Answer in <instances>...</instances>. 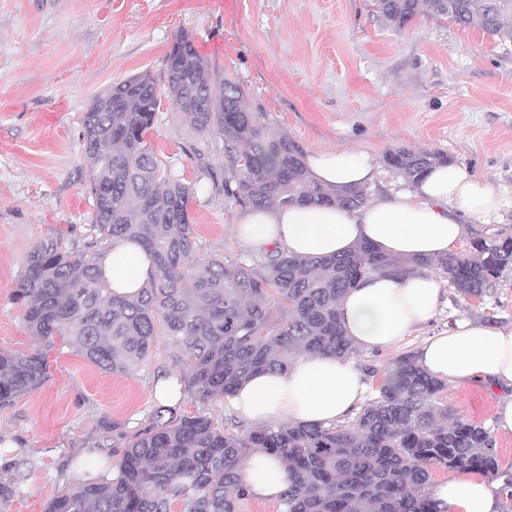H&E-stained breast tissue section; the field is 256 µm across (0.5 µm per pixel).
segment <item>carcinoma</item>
<instances>
[{
    "mask_svg": "<svg viewBox=\"0 0 512 512\" xmlns=\"http://www.w3.org/2000/svg\"><path fill=\"white\" fill-rule=\"evenodd\" d=\"M395 30L418 16L446 17L512 42V0H377ZM164 80L179 112L199 133H215L234 175L224 193L253 208L295 204L357 208L366 187L339 195L313 182L305 153L271 130L243 104L244 93L178 31L164 58ZM150 71L95 95L82 120L89 163L93 241L68 250L57 240L36 245L24 261L16 295L35 351H0V408L48 375L53 337L68 338L106 373L135 370L159 336L185 372L184 391L195 403L231 394L256 371L282 370L296 354L327 352L346 359L357 348L336 311L340 297L365 274L393 263L364 244L351 253L296 257L271 250L263 272L238 258L201 261L189 217L193 188L160 168L147 136L160 98ZM385 165L418 182L448 156L410 145L388 152ZM117 239L140 244L154 273L132 298L110 291L98 266L101 248ZM466 254L411 259L405 268L437 270L463 295L480 297L512 268V235L473 237ZM379 395L342 424L272 423L244 428L233 415L219 422L204 412L180 414L159 406L148 428L126 445L118 476L77 481L51 499L45 512H240L250 498L240 469L254 448L288 464V489L278 512H444L430 491L432 468L472 471L501 481L512 500V468L500 465L482 426L448 422L445 384L400 357Z\"/></svg>",
    "mask_w": 512,
    "mask_h": 512,
    "instance_id": "carcinoma-1",
    "label": "carcinoma"
}]
</instances>
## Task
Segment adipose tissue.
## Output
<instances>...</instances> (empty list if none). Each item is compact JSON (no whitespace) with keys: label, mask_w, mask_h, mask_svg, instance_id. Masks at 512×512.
Masks as SVG:
<instances>
[{"label":"adipose tissue","mask_w":512,"mask_h":512,"mask_svg":"<svg viewBox=\"0 0 512 512\" xmlns=\"http://www.w3.org/2000/svg\"><path fill=\"white\" fill-rule=\"evenodd\" d=\"M310 178L344 192L372 183L376 163L364 151L317 149L306 156ZM501 198L484 179L462 164L441 163L411 188L376 197L357 209L291 205L248 209L234 225L247 246L275 248L296 256L328 257L369 244L395 259L434 258L450 252L464 235V221L495 213ZM112 292L136 295L148 280L152 263L129 241L113 242L100 259ZM445 302V290L431 271L387 270L363 277L341 298L338 314L356 346L373 352L390 349L431 322ZM416 357L437 379L462 387L488 383L502 396L496 429L512 434V327L455 321L425 337ZM368 390L365 372L330 354H305L276 372H258L236 386L228 410L253 426L277 421L292 425H329L352 415ZM248 492L279 497L288 487L280 459L258 450L241 469ZM448 512H499L496 486L481 477L460 474L435 489Z\"/></svg>","instance_id":"adipose-tissue-1"}]
</instances>
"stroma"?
Returning a JSON list of instances; mask_svg holds the SVG:
<instances>
[{"label": "stroma", "instance_id": "obj_1", "mask_svg": "<svg viewBox=\"0 0 512 512\" xmlns=\"http://www.w3.org/2000/svg\"><path fill=\"white\" fill-rule=\"evenodd\" d=\"M240 83L249 111L303 151L362 150L379 161L369 194L402 188L383 165L400 145L447 154L504 199L467 233L512 234V42L477 28L420 16L404 30L385 26L374 0H0V349L37 346L13 298L28 252L89 235L93 201L79 137L94 95L134 74L164 75L176 32ZM158 122L148 135L158 161L193 187L189 215L200 259L259 251L232 231L244 212L224 193L231 175L224 143L194 130L159 87ZM432 323L458 319L512 327V270L481 297L447 288ZM36 389L0 409V481L14 486L0 512H44L50 499L90 470L116 464L150 423L159 374L179 373L165 337L133 372H102L62 337L48 351ZM451 418L492 432L502 466L512 435L495 431L497 394L488 385L446 386ZM32 469L10 470L16 453Z\"/></svg>", "mask_w": 512, "mask_h": 512}]
</instances>
